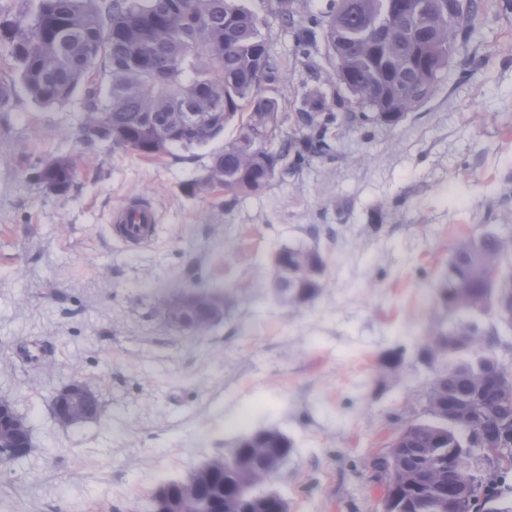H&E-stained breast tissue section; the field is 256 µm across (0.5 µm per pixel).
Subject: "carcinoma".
<instances>
[{"instance_id": "cac0c4a2", "label": "carcinoma", "mask_w": 512, "mask_h": 512, "mask_svg": "<svg viewBox=\"0 0 512 512\" xmlns=\"http://www.w3.org/2000/svg\"><path fill=\"white\" fill-rule=\"evenodd\" d=\"M24 15L0 23L11 45L19 83L38 104L67 102L84 89L81 139L95 150L101 140L146 158L171 152L163 133L187 129L185 149L205 147L240 118L249 130L275 134L279 105L264 95L282 82L271 59L259 62L266 46L261 19L241 0H29ZM466 13L448 21L439 0H429L416 21L379 23L385 0H332L324 16L334 78L355 86L354 106L341 114L321 101L298 112L294 124L307 131L295 141L277 139L269 152L271 175L297 166L309 155L333 150L328 125L391 121L377 107L381 73L401 83L394 101L397 119L433 92L458 39L475 30L486 0H467ZM296 0H273L272 10L286 26L294 24ZM189 13L199 27L189 28ZM416 43L434 73L409 74L405 53ZM70 159H49L41 178L57 193L70 187ZM263 176L251 151L237 141L211 156L199 189L222 188L249 194ZM287 263L260 284L290 306H302L326 287L325 261L311 247L283 249ZM439 300L448 321L438 324L418 348L430 369L423 397L426 419L406 422L383 454L371 455L364 469L382 479V495L393 497L383 512H448V499L460 484L473 486L471 508L486 500L498 512H512L502 490L512 473V454L483 469L464 449L492 440L512 448V369L496 355L502 333L512 331V224H484L455 240L441 274ZM293 451L277 428L241 435L233 448L212 458V473L199 494L216 512H288L286 499L270 486L272 468ZM175 480L159 482L143 512H170Z\"/></svg>"}]
</instances>
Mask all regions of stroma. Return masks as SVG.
<instances>
[{"instance_id": "1", "label": "stroma", "mask_w": 512, "mask_h": 512, "mask_svg": "<svg viewBox=\"0 0 512 512\" xmlns=\"http://www.w3.org/2000/svg\"><path fill=\"white\" fill-rule=\"evenodd\" d=\"M328 4L303 0L287 27L268 0H245L288 82L269 90L288 117L307 100L336 112L350 99L310 22ZM476 25L415 111L342 126L330 155L236 197L198 184L237 124L158 159L85 150L81 95L35 104L0 36V83L14 87L0 117V398L34 437L24 462L0 469V512H134L160 481L188 478L264 427L294 445L272 483L288 512H381L363 462L425 417L417 347L446 317L437 294L449 250L480 225L512 224V12L488 9ZM59 155L76 168L63 195L39 177ZM129 196L158 214L155 239L136 249L110 232ZM299 243L324 257L327 286L291 307L261 283ZM212 287L224 317L205 334L166 322V300ZM398 352L403 374L379 381ZM74 380L103 414L63 427L51 401Z\"/></svg>"}]
</instances>
